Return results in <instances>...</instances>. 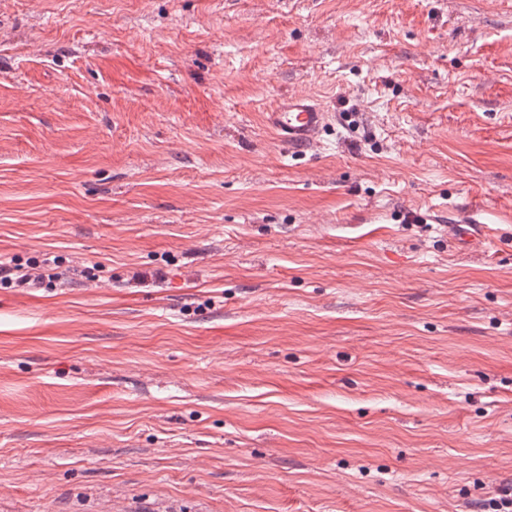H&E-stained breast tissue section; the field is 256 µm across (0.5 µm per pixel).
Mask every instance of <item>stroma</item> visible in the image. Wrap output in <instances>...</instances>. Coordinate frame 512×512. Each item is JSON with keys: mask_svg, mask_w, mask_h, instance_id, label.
Segmentation results:
<instances>
[{"mask_svg": "<svg viewBox=\"0 0 512 512\" xmlns=\"http://www.w3.org/2000/svg\"><path fill=\"white\" fill-rule=\"evenodd\" d=\"M286 95L334 114L303 154ZM46 258L100 270L0 288V512H479L512 486V11L0 0V262Z\"/></svg>", "mask_w": 512, "mask_h": 512, "instance_id": "obj_1", "label": "stroma"}]
</instances>
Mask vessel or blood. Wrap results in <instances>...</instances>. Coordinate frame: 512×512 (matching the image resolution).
Instances as JSON below:
<instances>
[{
	"label": "vessel or blood",
	"mask_w": 512,
	"mask_h": 512,
	"mask_svg": "<svg viewBox=\"0 0 512 512\" xmlns=\"http://www.w3.org/2000/svg\"><path fill=\"white\" fill-rule=\"evenodd\" d=\"M333 115L305 96L284 97L269 114L272 130L289 149L302 153L317 144Z\"/></svg>",
	"instance_id": "obj_1"
}]
</instances>
